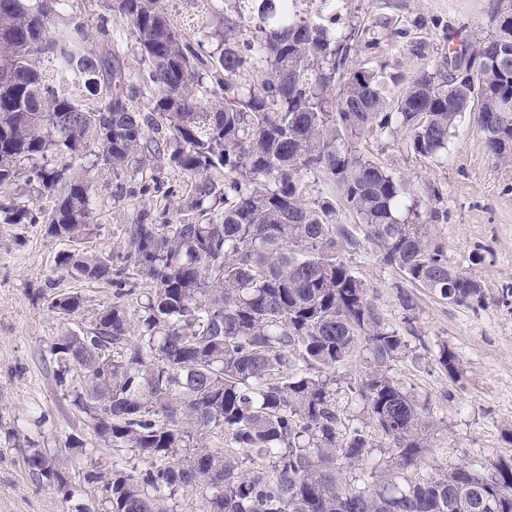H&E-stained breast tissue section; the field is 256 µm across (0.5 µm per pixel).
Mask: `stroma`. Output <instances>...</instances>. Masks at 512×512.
I'll use <instances>...</instances> for the list:
<instances>
[{
	"mask_svg": "<svg viewBox=\"0 0 512 512\" xmlns=\"http://www.w3.org/2000/svg\"><path fill=\"white\" fill-rule=\"evenodd\" d=\"M489 4L340 0L332 11L325 0H300L298 8L316 21L334 23L336 31L357 30L359 40L377 37L376 49L357 48L353 60L386 67L407 81L449 46L465 41L475 47L488 38L494 31ZM353 144L405 181L406 203L427 223L432 243L445 248L451 267L475 276L486 295L480 307L454 305L410 286L369 245L343 252L385 322L408 341L390 374L429 407L434 431L424 469L477 459L488 465L512 456V161L488 152L469 116L457 125L438 162L415 154L403 132L365 134ZM138 206L134 197L102 199L91 249L106 256L121 251L123 226ZM61 248L44 225L0 223V512H79L97 505L102 495L99 484L83 479L89 457L76 456L69 468L78 488L69 501L24 464L29 447L53 453L73 441L88 445L94 439L55 374L49 348L61 325L49 303L61 292L80 293L84 316L70 323L77 329L111 303L114 289L58 270ZM401 288L411 290L412 310L397 300ZM443 342L459 359L458 377H449L435 359Z\"/></svg>",
	"mask_w": 512,
	"mask_h": 512,
	"instance_id": "stroma-1",
	"label": "stroma"
}]
</instances>
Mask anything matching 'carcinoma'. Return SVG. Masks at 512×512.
I'll use <instances>...</instances> for the list:
<instances>
[{"label": "carcinoma", "instance_id": "carcinoma-1", "mask_svg": "<svg viewBox=\"0 0 512 512\" xmlns=\"http://www.w3.org/2000/svg\"><path fill=\"white\" fill-rule=\"evenodd\" d=\"M97 2L92 27L83 3L0 0V223L45 225L66 245L58 268L115 286L89 328L50 348L60 382L82 372L72 403L113 450L105 471L84 475L103 492L85 512H168L185 490L203 512H512V456L485 472L417 471L434 424L389 374L408 342L341 254L363 241L411 284L485 302L426 224L398 217L404 182L352 139L403 130L435 159L469 113L509 160L512 47L481 42L472 81L456 74L463 45L392 97L398 77L355 63V35L302 16L297 0L217 12L178 0L214 12L216 53L191 42L169 0ZM114 17L136 72L112 47ZM163 169L187 182L164 183ZM94 170L115 201L161 197L125 225L122 265L76 248L99 227ZM310 175L335 195L308 201ZM83 309L77 293L50 302L67 324ZM362 351L368 367L348 387L362 413L345 417L336 370ZM438 363L456 378L448 346ZM215 434L224 447L208 446ZM24 462L74 496L68 455L31 448Z\"/></svg>", "mask_w": 512, "mask_h": 512}]
</instances>
